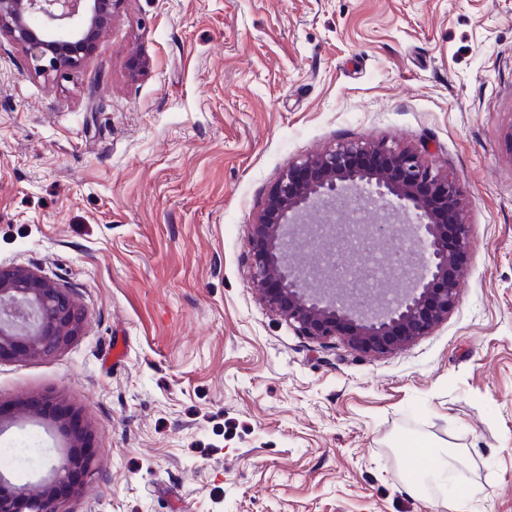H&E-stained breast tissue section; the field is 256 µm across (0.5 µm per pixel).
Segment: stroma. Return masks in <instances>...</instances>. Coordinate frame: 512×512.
Listing matches in <instances>:
<instances>
[{
    "label": "stroma",
    "mask_w": 512,
    "mask_h": 512,
    "mask_svg": "<svg viewBox=\"0 0 512 512\" xmlns=\"http://www.w3.org/2000/svg\"><path fill=\"white\" fill-rule=\"evenodd\" d=\"M425 150L463 191L447 322L373 357L257 299L246 226L288 165ZM0 266L72 288L84 328L0 362L58 396L96 470L68 512H512V0H118L64 77L0 36ZM60 440L40 420L0 448ZM449 480L408 493L420 449Z\"/></svg>",
    "instance_id": "stroma-1"
}]
</instances>
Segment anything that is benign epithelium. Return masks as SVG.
Segmentation results:
<instances>
[{
    "mask_svg": "<svg viewBox=\"0 0 512 512\" xmlns=\"http://www.w3.org/2000/svg\"><path fill=\"white\" fill-rule=\"evenodd\" d=\"M115 0H0V35L25 51L37 74H64L96 43ZM378 205L402 220L330 218L340 206ZM462 191L426 155L384 142L340 144L288 165L247 225L250 280L259 300L313 340L339 336L353 350L387 355L432 333L459 302L469 263ZM366 249L407 266L409 285L373 303ZM72 289L25 266L0 267V361L56 354L83 330ZM39 413L68 439L49 475L16 484L0 473V512H67L57 491L92 473L87 433L65 403L43 397L6 412L0 427Z\"/></svg>",
    "mask_w": 512,
    "mask_h": 512,
    "instance_id": "7a95c632",
    "label": "benign epithelium"
}]
</instances>
